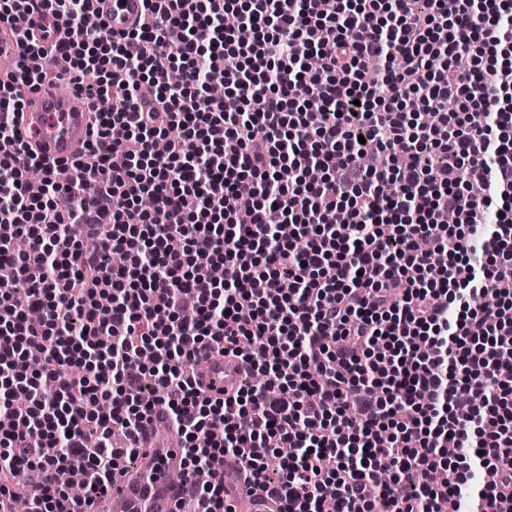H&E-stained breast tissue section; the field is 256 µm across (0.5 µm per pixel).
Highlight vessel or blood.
Returning <instances> with one entry per match:
<instances>
[{"label":"vessel or blood","mask_w":512,"mask_h":512,"mask_svg":"<svg viewBox=\"0 0 512 512\" xmlns=\"http://www.w3.org/2000/svg\"><path fill=\"white\" fill-rule=\"evenodd\" d=\"M97 15L116 30H131L137 25L139 0H94ZM30 38L40 41L44 34L62 35L60 20L51 12L29 16L25 22ZM90 111L85 98L72 92L44 87L26 92L19 139L39 155L52 159L78 156L88 141ZM245 363L232 354L207 352L199 370L202 388L207 393L223 390L232 395L244 379ZM142 451L135 463L114 478L98 512H176L182 497L180 483L173 476L184 469L182 439L168 422L167 410L155 405L140 434ZM232 506L244 512H280L278 501L265 495H249L236 488L228 493Z\"/></svg>","instance_id":"1"}]
</instances>
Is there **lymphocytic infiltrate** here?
Here are the masks:
<instances>
[{
    "mask_svg": "<svg viewBox=\"0 0 512 512\" xmlns=\"http://www.w3.org/2000/svg\"><path fill=\"white\" fill-rule=\"evenodd\" d=\"M142 2L113 32L92 0H0L65 28L0 82V512L102 496L157 404L191 512H227L229 458L282 512H503L512 0ZM64 78L112 107L52 160L15 127ZM207 347L252 382L202 392Z\"/></svg>",
    "mask_w": 512,
    "mask_h": 512,
    "instance_id": "f902f5d3",
    "label": "lymphocytic infiltrate"
}]
</instances>
